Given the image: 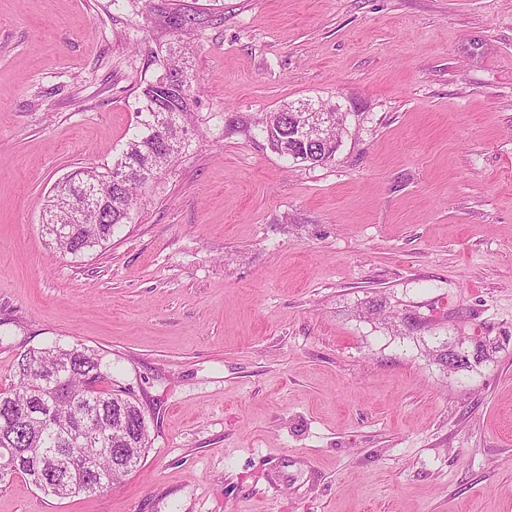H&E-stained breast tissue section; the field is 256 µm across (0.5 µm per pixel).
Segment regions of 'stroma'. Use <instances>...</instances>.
<instances>
[{
    "label": "stroma",
    "instance_id": "1",
    "mask_svg": "<svg viewBox=\"0 0 512 512\" xmlns=\"http://www.w3.org/2000/svg\"><path fill=\"white\" fill-rule=\"evenodd\" d=\"M181 38L188 148L60 255L46 197L111 164ZM307 100L346 114L323 165L256 126ZM55 344L101 354L150 446L0 512H512V0H0V387Z\"/></svg>",
    "mask_w": 512,
    "mask_h": 512
}]
</instances>
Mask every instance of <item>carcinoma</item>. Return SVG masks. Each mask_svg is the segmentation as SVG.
Wrapping results in <instances>:
<instances>
[{
	"label": "carcinoma",
	"mask_w": 512,
	"mask_h": 512,
	"mask_svg": "<svg viewBox=\"0 0 512 512\" xmlns=\"http://www.w3.org/2000/svg\"><path fill=\"white\" fill-rule=\"evenodd\" d=\"M162 73L142 87L137 130L112 165L87 167L60 180L48 197L42 227L63 256L77 259L112 243L129 223L139 193L171 167L186 147L195 89L179 59L160 60ZM296 106L259 121L271 150L292 162L324 164L336 148V126L302 142ZM15 382L0 389V448L25 450L17 474L40 488L43 473L65 474L63 498L112 489L137 467L149 447L146 415L130 390L112 387L103 357L78 346L30 348L20 354Z\"/></svg>",
	"instance_id": "obj_1"
}]
</instances>
